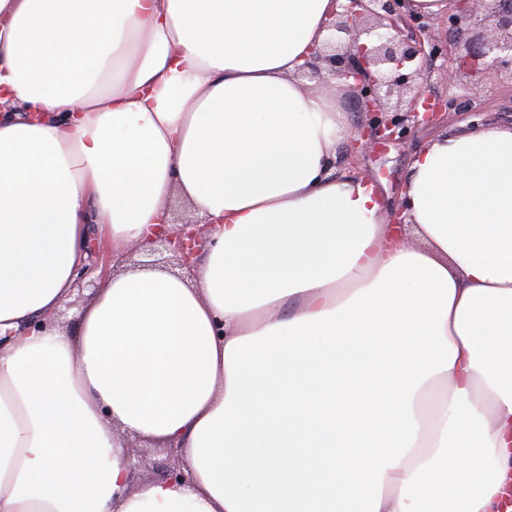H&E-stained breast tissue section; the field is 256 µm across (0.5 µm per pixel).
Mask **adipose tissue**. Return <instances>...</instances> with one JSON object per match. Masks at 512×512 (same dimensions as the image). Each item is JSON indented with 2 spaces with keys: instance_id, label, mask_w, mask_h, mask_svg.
Masks as SVG:
<instances>
[{
  "instance_id": "adipose-tissue-1",
  "label": "adipose tissue",
  "mask_w": 512,
  "mask_h": 512,
  "mask_svg": "<svg viewBox=\"0 0 512 512\" xmlns=\"http://www.w3.org/2000/svg\"><path fill=\"white\" fill-rule=\"evenodd\" d=\"M330 0H0V512H500L512 125L415 150L390 223L296 78ZM210 224L201 262L99 279ZM182 474L131 486L130 439ZM90 255L96 252V246L95 244H91L89 248ZM96 263L99 266L101 270V275H107L111 273H115L124 269H128L132 266L130 264L137 263V260H141V255H130V252H128L120 261L113 262L112 264V258H107L102 256V254L97 251L96 252ZM78 288H80V290H78ZM90 292V288L85 286V280H79L76 285H74L71 294L67 297V301H64L65 304H63V308L56 313H52L46 320L64 329L72 330L76 325L82 303Z\"/></svg>"
}]
</instances>
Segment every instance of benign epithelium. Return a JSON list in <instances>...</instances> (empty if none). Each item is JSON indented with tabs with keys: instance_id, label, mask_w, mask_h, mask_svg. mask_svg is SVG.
I'll list each match as a JSON object with an SVG mask.
<instances>
[{
	"instance_id": "7a95c632",
	"label": "benign epithelium",
	"mask_w": 512,
	"mask_h": 512,
	"mask_svg": "<svg viewBox=\"0 0 512 512\" xmlns=\"http://www.w3.org/2000/svg\"><path fill=\"white\" fill-rule=\"evenodd\" d=\"M330 38L301 66L299 75L327 89L344 83L354 110L362 113L349 141L354 152L378 148L403 136L408 124L431 125L448 117L459 99L478 94L479 71L512 80V3L459 0V10L444 17L418 14L409 0H332ZM493 21L497 33L475 40L462 21ZM445 67L446 87L432 88V62ZM200 247L197 223L163 234L154 249L168 251L188 266Z\"/></svg>"
}]
</instances>
